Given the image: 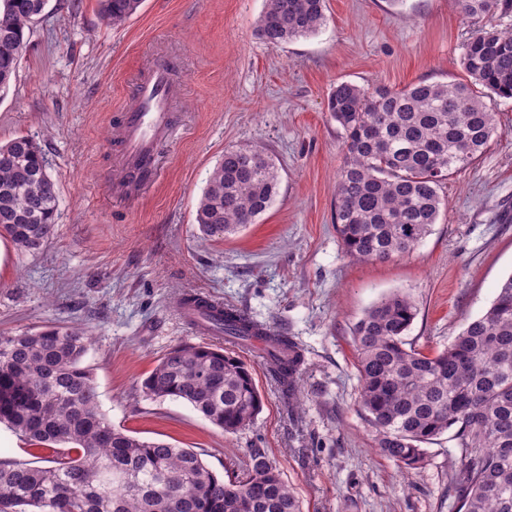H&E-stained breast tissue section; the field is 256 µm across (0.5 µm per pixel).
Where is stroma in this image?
I'll list each match as a JSON object with an SVG mask.
<instances>
[{
    "label": "stroma",
    "instance_id": "obj_1",
    "mask_svg": "<svg viewBox=\"0 0 512 512\" xmlns=\"http://www.w3.org/2000/svg\"><path fill=\"white\" fill-rule=\"evenodd\" d=\"M98 0H50L0 97V142L36 140L58 189L57 232L39 253L0 246V332L77 324L103 412L142 439L190 448L217 475L257 449L303 512H456L462 478L453 433L406 469L378 449L357 405L352 328L396 290L418 306L405 340L433 353L482 315L512 275V99L487 98L496 131L449 175L432 232L385 262L349 258L334 227L344 134L327 103L341 81L400 90L463 78L469 22L455 0H325L318 32L271 46L256 33L265 0H143L118 26ZM177 63L175 134L160 178L137 202L114 194L117 123L155 62ZM263 147L278 195L236 233L206 238L195 221L225 149ZM202 292L246 310L304 349L297 414L284 409L258 350L243 351L263 397L246 430L227 433L191 405L143 396L173 346L193 341L174 301Z\"/></svg>",
    "mask_w": 512,
    "mask_h": 512
}]
</instances>
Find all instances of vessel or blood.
<instances>
[{
  "mask_svg": "<svg viewBox=\"0 0 512 512\" xmlns=\"http://www.w3.org/2000/svg\"><path fill=\"white\" fill-rule=\"evenodd\" d=\"M179 97L167 64L149 70L120 118L116 158L120 187L140 189L157 181V146L169 133Z\"/></svg>",
  "mask_w": 512,
  "mask_h": 512,
  "instance_id": "b4317fda",
  "label": "vessel or blood"
}]
</instances>
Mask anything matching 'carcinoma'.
I'll use <instances>...</instances> for the list:
<instances>
[{
  "label": "carcinoma",
  "mask_w": 512,
  "mask_h": 512,
  "mask_svg": "<svg viewBox=\"0 0 512 512\" xmlns=\"http://www.w3.org/2000/svg\"><path fill=\"white\" fill-rule=\"evenodd\" d=\"M49 0H0V94L9 89L26 33ZM140 0H100L110 25L126 21ZM479 18L512 13V0H456ZM324 0H266L258 37L273 46L316 33ZM464 82L419 81L401 90L336 85L331 117L345 133L337 173L334 221L347 256L386 261L409 253L440 215L448 175L482 154L495 132L482 87L512 99V28L479 26L461 46ZM279 187L275 164L259 146L224 150L198 203L206 237L255 223ZM56 182L41 147L28 136L0 143V236L36 254L55 235ZM179 305L198 311L232 345L263 342L264 368L284 408L300 405L305 363L290 336L224 305L216 311L191 293ZM418 314L395 291L368 308L352 331L359 372L358 404L378 433L380 452L408 469L422 464L428 443L450 429L459 440L463 479L451 485L457 512H512V274L488 310L434 354L406 348ZM90 337L78 325L0 333V424L47 466L0 458V512H301L275 461L253 452L229 479L197 453L147 441L112 425L101 410L91 372L82 366ZM145 396L183 400L214 425L235 433L253 423L262 397L244 360L213 344L180 343L143 380Z\"/></svg>",
  "instance_id": "cac0c4a2"
}]
</instances>
